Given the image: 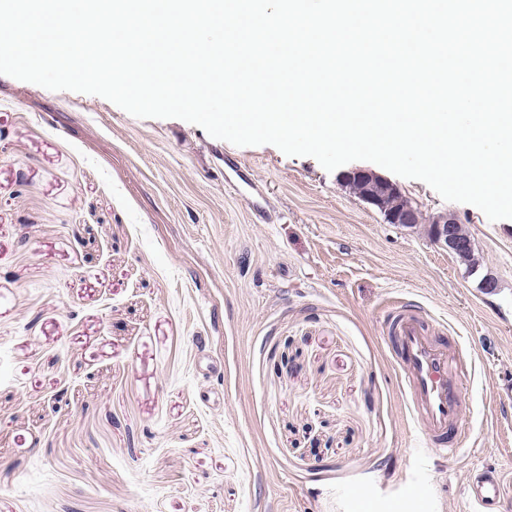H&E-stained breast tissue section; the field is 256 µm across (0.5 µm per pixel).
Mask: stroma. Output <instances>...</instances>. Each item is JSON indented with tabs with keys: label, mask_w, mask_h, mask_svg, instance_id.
<instances>
[{
	"label": "stroma",
	"mask_w": 512,
	"mask_h": 512,
	"mask_svg": "<svg viewBox=\"0 0 512 512\" xmlns=\"http://www.w3.org/2000/svg\"><path fill=\"white\" fill-rule=\"evenodd\" d=\"M372 167L0 74V512H468L469 470L512 475V220L392 175L460 217L468 274L350 190ZM394 308L468 363L454 455L411 414Z\"/></svg>",
	"instance_id": "1"
}]
</instances>
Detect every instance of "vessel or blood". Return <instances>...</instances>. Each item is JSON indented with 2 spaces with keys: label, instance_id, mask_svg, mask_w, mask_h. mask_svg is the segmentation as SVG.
<instances>
[{
  "label": "vessel or blood",
  "instance_id": "1",
  "mask_svg": "<svg viewBox=\"0 0 512 512\" xmlns=\"http://www.w3.org/2000/svg\"><path fill=\"white\" fill-rule=\"evenodd\" d=\"M386 339L401 369V382L427 445L453 447L463 418L462 386L467 364L429 331L415 313L403 311L386 322ZM466 489L471 512H497L512 498L496 469L469 472Z\"/></svg>",
  "mask_w": 512,
  "mask_h": 512
}]
</instances>
